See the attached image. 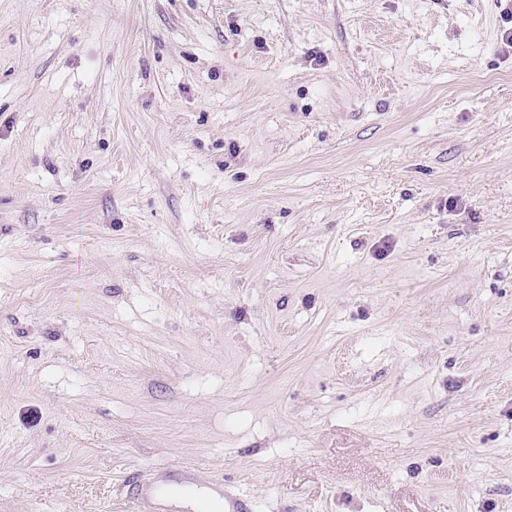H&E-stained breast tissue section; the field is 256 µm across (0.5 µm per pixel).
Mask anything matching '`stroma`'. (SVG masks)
<instances>
[{
	"label": "stroma",
	"instance_id": "obj_1",
	"mask_svg": "<svg viewBox=\"0 0 512 512\" xmlns=\"http://www.w3.org/2000/svg\"><path fill=\"white\" fill-rule=\"evenodd\" d=\"M494 0H0V512H512Z\"/></svg>",
	"mask_w": 512,
	"mask_h": 512
}]
</instances>
